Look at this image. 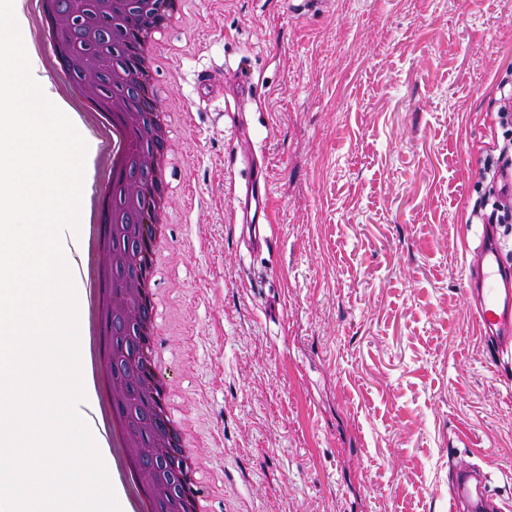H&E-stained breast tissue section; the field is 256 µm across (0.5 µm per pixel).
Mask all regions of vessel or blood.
<instances>
[{"mask_svg": "<svg viewBox=\"0 0 512 512\" xmlns=\"http://www.w3.org/2000/svg\"><path fill=\"white\" fill-rule=\"evenodd\" d=\"M250 187L242 208L241 224L250 239L265 244L266 200L269 176L266 168L249 170ZM492 193L501 203L512 202V162L499 163L492 181ZM480 264L468 267L467 295L476 310L478 333L491 344L496 367L512 370V262L503 254L497 228L482 224L477 234ZM474 466L464 462L457 466V480L450 491L448 512H505L504 507L488 508L482 496L473 494L469 482Z\"/></svg>", "mask_w": 512, "mask_h": 512, "instance_id": "b4317fda", "label": "vessel or blood"}]
</instances>
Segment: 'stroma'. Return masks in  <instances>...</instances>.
Listing matches in <instances>:
<instances>
[{
  "mask_svg": "<svg viewBox=\"0 0 512 512\" xmlns=\"http://www.w3.org/2000/svg\"><path fill=\"white\" fill-rule=\"evenodd\" d=\"M160 40L179 118L157 322L214 512H448L463 461L512 505V375L463 294L512 0H187ZM248 178L251 183L246 202L241 207L242 230L247 232L250 239L256 245H262L267 243L264 224L269 186L267 169L263 167H250Z\"/></svg>",
  "mask_w": 512,
  "mask_h": 512,
  "instance_id": "35a3bbf8",
  "label": "stroma"
}]
</instances>
